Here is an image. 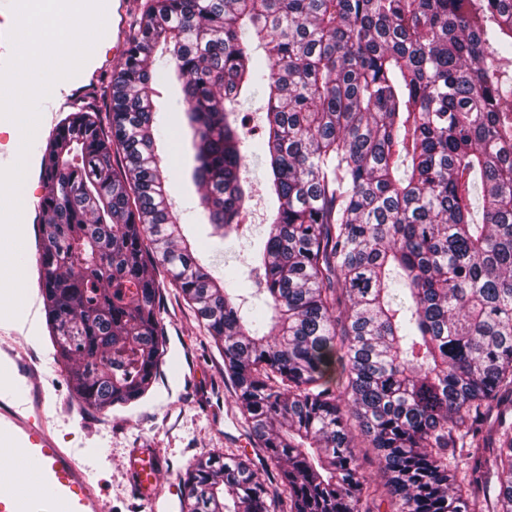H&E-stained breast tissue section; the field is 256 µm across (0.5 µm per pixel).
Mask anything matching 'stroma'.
I'll use <instances>...</instances> for the list:
<instances>
[{
  "mask_svg": "<svg viewBox=\"0 0 512 512\" xmlns=\"http://www.w3.org/2000/svg\"><path fill=\"white\" fill-rule=\"evenodd\" d=\"M64 118L44 112L29 155V194L24 200L22 263L26 267L21 324L16 332L0 334V348L17 352L18 364L44 393V415L54 426L57 442L82 461L103 486L104 512H180L184 493L181 477L207 453L232 451L249 457L261 479L273 478L249 439L232 386L223 374L224 362L213 341L200 328L174 288L163 291L162 322L168 355L146 398L132 407L96 411L78 400L67 371L53 360L38 283L41 246L36 221L44 194L42 156L47 141ZM171 171L170 197L185 234L196 243L202 258L213 260L217 243L190 170L178 167L174 154L161 155ZM156 449L162 458L155 499L144 501L134 491L130 456Z\"/></svg>",
  "mask_w": 512,
  "mask_h": 512,
  "instance_id": "1",
  "label": "stroma"
}]
</instances>
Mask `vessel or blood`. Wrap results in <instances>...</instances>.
I'll return each instance as SVG.
<instances>
[{
    "instance_id": "b4317fda",
    "label": "vessel or blood",
    "mask_w": 512,
    "mask_h": 512,
    "mask_svg": "<svg viewBox=\"0 0 512 512\" xmlns=\"http://www.w3.org/2000/svg\"><path fill=\"white\" fill-rule=\"evenodd\" d=\"M38 465V487L27 492L15 457ZM160 465L153 453L132 456L130 467L142 496L154 494ZM102 489L91 482L83 465L58 446L41 415H28L8 405L0 406V512H102Z\"/></svg>"
}]
</instances>
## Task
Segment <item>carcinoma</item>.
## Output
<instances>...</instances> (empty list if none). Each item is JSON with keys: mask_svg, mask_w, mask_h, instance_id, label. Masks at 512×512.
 I'll list each match as a JSON object with an SVG mask.
<instances>
[{"mask_svg": "<svg viewBox=\"0 0 512 512\" xmlns=\"http://www.w3.org/2000/svg\"><path fill=\"white\" fill-rule=\"evenodd\" d=\"M171 70L182 119L162 128ZM244 94L266 100L274 215L216 277L155 149L190 131L214 235L242 236ZM100 100L44 153L55 358L89 408L144 398L164 268L277 470L272 489L203 456L182 512H373L359 438L393 512H512V0H144Z\"/></svg>", "mask_w": 512, "mask_h": 512, "instance_id": "cac0c4a2", "label": "carcinoma"}]
</instances>
